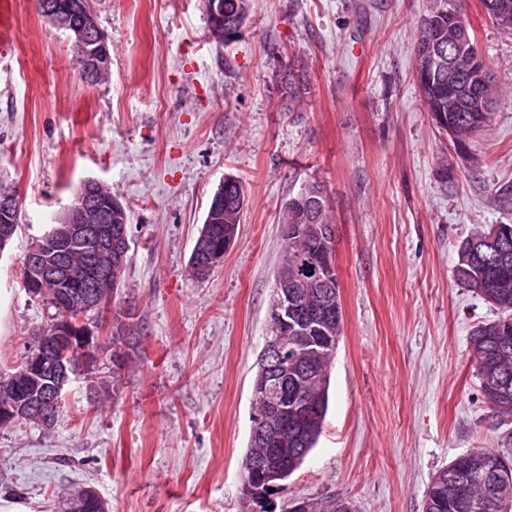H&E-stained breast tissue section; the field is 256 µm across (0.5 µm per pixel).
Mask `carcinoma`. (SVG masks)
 Instances as JSON below:
<instances>
[{
  "mask_svg": "<svg viewBox=\"0 0 512 512\" xmlns=\"http://www.w3.org/2000/svg\"><path fill=\"white\" fill-rule=\"evenodd\" d=\"M250 9V0H224V18L245 19ZM469 21L459 7L457 0H440L439 5L424 15L418 26L416 43L415 74H426L416 86L422 105L429 113L435 126L443 132H452L458 142H465L475 132L482 130L489 122L491 113L476 109L477 97L491 103L498 102L502 90L489 75L478 82L474 70L487 67L480 51L473 28H468L469 41H453L461 25ZM442 52L448 67L435 71L430 69L431 56ZM281 97L292 112L301 108L308 88L304 80L303 66L296 64L280 77ZM242 210L224 211L220 218L211 217V223L203 224L200 233L210 232L208 246H224L226 236L233 234L240 224ZM284 224H330L326 196H309L303 203L285 204L282 213ZM488 227L482 225L461 243L458 256L471 255L470 261H458L453 270L454 280L472 289L484 301L494 298L499 302L500 316L474 328L469 339V348L484 352L481 359L473 362L481 395L495 413L501 417L499 425L512 420V324L502 321L512 319V262L504 265L494 257L495 248L485 242ZM317 242L302 230L283 241V258L279 268L288 271L294 292L312 298L320 292L314 284L295 282L291 278L294 268L310 252L317 250ZM94 256L101 269V276L94 283L93 292L103 298L116 299L128 261L112 265L108 255L98 249L94 239L74 247L70 262L79 263ZM75 292L63 283L45 289L43 301L54 309L51 318L39 327L41 333L33 335L14 371L1 373L8 377L19 372L29 362L47 363L51 360L48 342L53 335L54 322L62 317L55 309L54 300ZM133 316L118 311L112 316V356L103 357L112 361V371L122 369L128 353L122 351L127 345V322ZM343 334V313L334 315L332 329L314 331L306 336L288 335L286 339L295 347L296 364L299 368L317 367L326 376L305 386L301 381L288 377V386L271 384L263 397L256 400V409L265 410V404L278 408L288 407L283 415L272 414L270 420L279 427V436L288 439L293 449L292 457L279 460L267 453L277 447L275 443L249 439L248 449L242 463V480L254 483L263 490L259 499L284 491L286 478L266 477L271 468L282 469L293 474L315 447L326 417L329 401L331 364L339 339ZM473 457L482 460L476 465L465 458L457 457L447 466L438 469L430 479L424 496V512H471L470 503L479 501L480 512H512V449H473Z\"/></svg>",
  "mask_w": 512,
  "mask_h": 512,
  "instance_id": "obj_1",
  "label": "carcinoma"
}]
</instances>
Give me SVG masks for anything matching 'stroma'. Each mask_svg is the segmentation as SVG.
Masks as SVG:
<instances>
[{"label": "stroma", "instance_id": "1", "mask_svg": "<svg viewBox=\"0 0 512 512\" xmlns=\"http://www.w3.org/2000/svg\"><path fill=\"white\" fill-rule=\"evenodd\" d=\"M437 0H252L220 44L203 0H91L109 72L85 81L68 34L36 0H0V180L22 217L0 254V369L47 306L21 284L29 245L79 184L129 215L119 308L144 326L120 373L65 389L57 425L0 428V499L61 512L92 486L112 512H287L298 498L354 512H422L433 473L506 430L480 393L474 327L496 312L457 284L462 240L512 224V34L460 0L504 95L465 144L439 132L414 82ZM307 65L300 112L279 78ZM246 187L238 239L208 279L188 260L225 175ZM322 186L336 225L343 335L316 447L284 492L245 500L251 384L282 259L284 205Z\"/></svg>", "mask_w": 512, "mask_h": 512}]
</instances>
